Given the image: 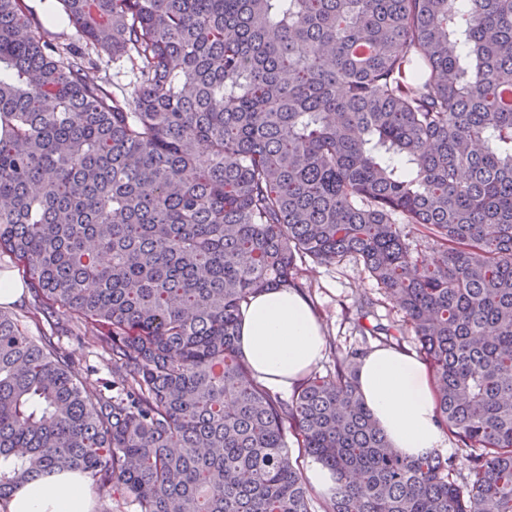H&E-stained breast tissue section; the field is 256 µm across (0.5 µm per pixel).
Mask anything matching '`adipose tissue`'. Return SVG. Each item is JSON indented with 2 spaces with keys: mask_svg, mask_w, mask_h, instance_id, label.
Wrapping results in <instances>:
<instances>
[{
  "mask_svg": "<svg viewBox=\"0 0 512 512\" xmlns=\"http://www.w3.org/2000/svg\"><path fill=\"white\" fill-rule=\"evenodd\" d=\"M241 352L255 377L285 393L322 357L325 338L308 301L293 289H272L251 296L241 312ZM358 386L392 445L412 457L441 448L434 389L425 364L392 348L363 358ZM87 479L55 472L14 491L8 512H90Z\"/></svg>",
  "mask_w": 512,
  "mask_h": 512,
  "instance_id": "obj_1",
  "label": "adipose tissue"
}]
</instances>
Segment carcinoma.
<instances>
[{"mask_svg": "<svg viewBox=\"0 0 512 512\" xmlns=\"http://www.w3.org/2000/svg\"><path fill=\"white\" fill-rule=\"evenodd\" d=\"M127 55L0 0V512L53 471L100 512H315L289 440L336 475L321 512H512V0H56ZM432 241L414 253L400 229ZM353 259L416 337L453 458L406 457L360 349L290 399L237 347L242 306ZM89 333L112 380L22 319ZM32 11L40 18L43 22L44 26L50 31L59 34L61 37L59 39L60 42L63 43H73L76 45H80L84 47L85 43L82 40H79V36L77 35L74 28L68 26V22H60L56 21L55 23H50L47 19V3L48 1L44 0H27L26 1ZM89 52L99 68L96 74L108 80L112 93L121 96L131 89L136 75L132 70V64L126 57H121L113 62L112 56L104 52L99 53V56L96 51L89 50ZM22 293L23 288L20 283L11 280L7 276H0V305L15 303L21 297ZM28 301H31V296L25 292L23 298L18 303L10 305L12 306V311L16 314H24L21 309H24Z\"/></svg>", "mask_w": 512, "mask_h": 512, "instance_id": "1", "label": "carcinoma"}]
</instances>
